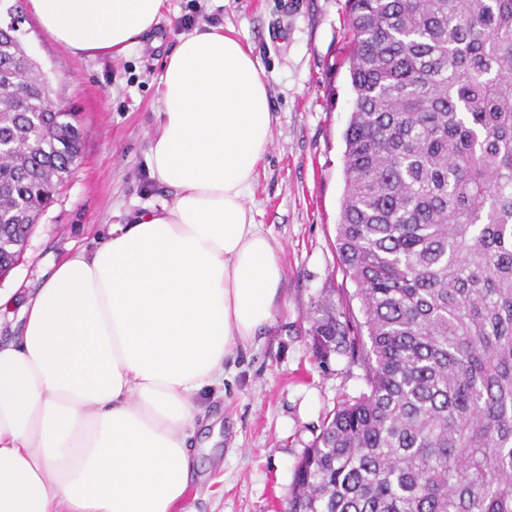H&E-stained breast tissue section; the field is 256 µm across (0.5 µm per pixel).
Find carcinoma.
Returning a JSON list of instances; mask_svg holds the SVG:
<instances>
[{"label": "carcinoma", "mask_w": 512, "mask_h": 512, "mask_svg": "<svg viewBox=\"0 0 512 512\" xmlns=\"http://www.w3.org/2000/svg\"><path fill=\"white\" fill-rule=\"evenodd\" d=\"M337 224L363 321L312 320L367 391L323 424L288 512H512V0H347ZM0 27V275L81 157ZM368 340H363V337Z\"/></svg>", "instance_id": "cac0c4a2"}]
</instances>
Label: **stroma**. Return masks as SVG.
I'll return each mask as SVG.
<instances>
[{"label": "stroma", "instance_id": "1", "mask_svg": "<svg viewBox=\"0 0 512 512\" xmlns=\"http://www.w3.org/2000/svg\"><path fill=\"white\" fill-rule=\"evenodd\" d=\"M346 0H166L152 30L123 56L75 53L25 12L19 35L48 77L55 106L76 112L81 157L35 225L0 290L23 301L70 250L97 245L169 192L147 176L159 76L182 33L203 24L249 45L268 81L272 142L249 198L284 269L273 320L205 393L191 438L223 443L196 458L183 512H285L294 469L343 400L365 391L344 355L320 363L308 333L320 305L358 314L336 249L344 131L352 112Z\"/></svg>", "mask_w": 512, "mask_h": 512}]
</instances>
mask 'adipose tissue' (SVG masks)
Here are the masks:
<instances>
[{
	"label": "adipose tissue",
	"instance_id": "obj_1",
	"mask_svg": "<svg viewBox=\"0 0 512 512\" xmlns=\"http://www.w3.org/2000/svg\"><path fill=\"white\" fill-rule=\"evenodd\" d=\"M42 32L119 57L164 0H29ZM147 173L169 199L74 251L0 342V512H176L199 394L273 319L283 268L247 203L271 143L264 72L223 28L182 34Z\"/></svg>",
	"mask_w": 512,
	"mask_h": 512
}]
</instances>
